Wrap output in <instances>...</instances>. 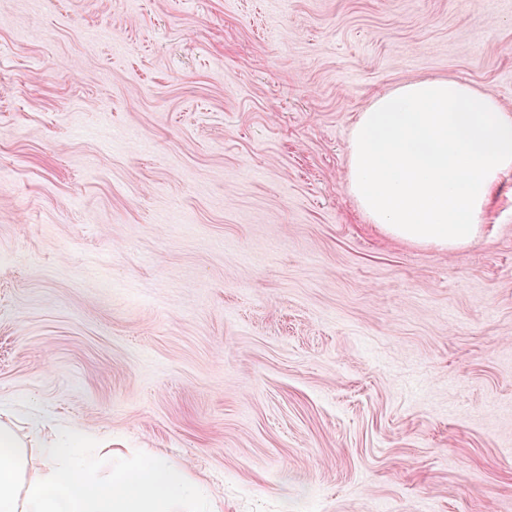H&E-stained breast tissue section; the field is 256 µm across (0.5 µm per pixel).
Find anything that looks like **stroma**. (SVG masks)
Segmentation results:
<instances>
[{
    "mask_svg": "<svg viewBox=\"0 0 512 512\" xmlns=\"http://www.w3.org/2000/svg\"><path fill=\"white\" fill-rule=\"evenodd\" d=\"M424 78L512 112V0H0V406L220 512H512V176L471 244L346 190Z\"/></svg>",
    "mask_w": 512,
    "mask_h": 512,
    "instance_id": "stroma-1",
    "label": "stroma"
}]
</instances>
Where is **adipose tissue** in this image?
<instances>
[{
    "mask_svg": "<svg viewBox=\"0 0 512 512\" xmlns=\"http://www.w3.org/2000/svg\"><path fill=\"white\" fill-rule=\"evenodd\" d=\"M37 429L34 466L13 425L0 419V512H208L205 489L180 462L126 464L107 443L88 458L78 446H58L50 419H38Z\"/></svg>",
    "mask_w": 512,
    "mask_h": 512,
    "instance_id": "adipose-tissue-1",
    "label": "adipose tissue"
}]
</instances>
